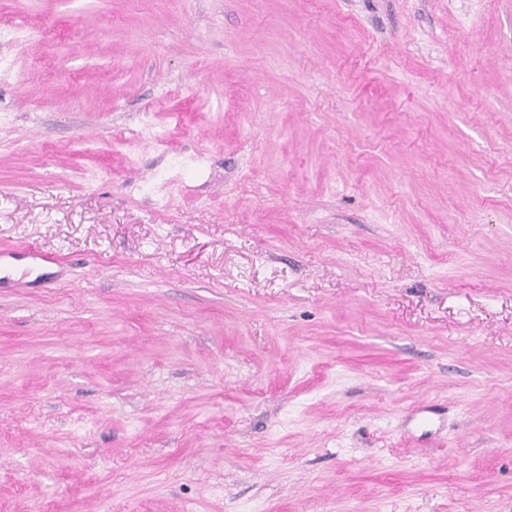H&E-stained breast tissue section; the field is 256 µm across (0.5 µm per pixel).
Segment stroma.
<instances>
[{
    "mask_svg": "<svg viewBox=\"0 0 512 512\" xmlns=\"http://www.w3.org/2000/svg\"><path fill=\"white\" fill-rule=\"evenodd\" d=\"M0 512H512V0H0Z\"/></svg>",
    "mask_w": 512,
    "mask_h": 512,
    "instance_id": "1",
    "label": "stroma"
}]
</instances>
